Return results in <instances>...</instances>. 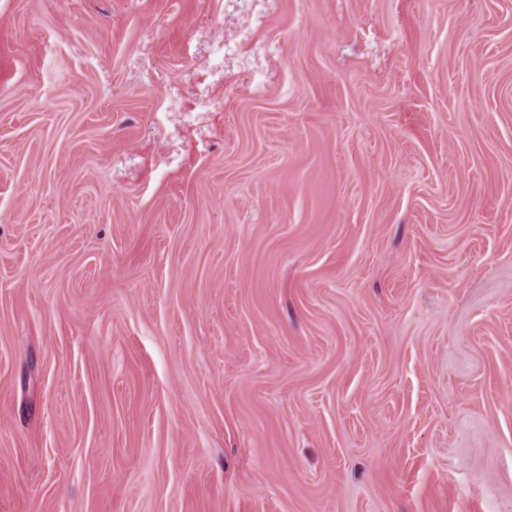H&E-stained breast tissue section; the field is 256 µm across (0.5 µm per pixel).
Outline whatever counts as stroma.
Returning a JSON list of instances; mask_svg holds the SVG:
<instances>
[{
	"label": "stroma",
	"mask_w": 512,
	"mask_h": 512,
	"mask_svg": "<svg viewBox=\"0 0 512 512\" xmlns=\"http://www.w3.org/2000/svg\"><path fill=\"white\" fill-rule=\"evenodd\" d=\"M0 512H512V0H0Z\"/></svg>",
	"instance_id": "35a3bbf8"
}]
</instances>
